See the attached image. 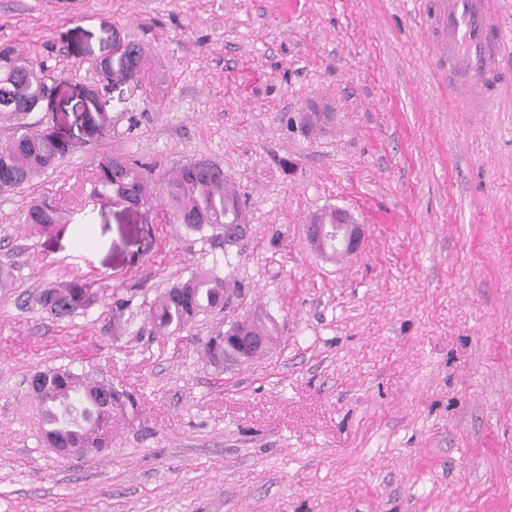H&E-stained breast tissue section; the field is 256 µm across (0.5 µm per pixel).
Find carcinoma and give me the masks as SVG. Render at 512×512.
Returning <instances> with one entry per match:
<instances>
[{"label":"carcinoma","instance_id":"obj_1","mask_svg":"<svg viewBox=\"0 0 512 512\" xmlns=\"http://www.w3.org/2000/svg\"><path fill=\"white\" fill-rule=\"evenodd\" d=\"M50 71L44 64L21 58L12 48H0V114L15 117L18 103L32 107L43 99L48 80L62 78L60 74L51 76ZM78 120L93 133L112 134V117L103 100L83 103ZM67 152L57 136L38 121L14 126L7 142L0 146V193L32 182L56 167ZM92 193L111 201L133 198L147 206L160 204L178 224L184 216L199 215L201 220L185 225L186 230L201 234L211 229L226 241L232 240L228 225L247 223L245 198L221 168L199 178L183 165L165 178L159 192L144 163L126 154H105L96 161ZM61 222L60 211L46 199L32 203L24 219L38 233ZM234 287V280L217 273L193 274L167 288L149 306L146 320L159 336L179 334L195 325L199 316L224 309V296ZM95 300L93 283L82 277L61 281L37 296L41 309L57 319L86 312ZM202 352L209 364L224 365V335L206 337ZM40 377V389L31 394L37 402L41 435L46 441L87 449L107 448L112 442V425L136 413L133 395L113 386L110 379H96L69 365L43 369Z\"/></svg>","mask_w":512,"mask_h":512}]
</instances>
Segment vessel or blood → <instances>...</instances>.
I'll use <instances>...</instances> for the list:
<instances>
[{
    "label": "vessel or blood",
    "mask_w": 512,
    "mask_h": 512,
    "mask_svg": "<svg viewBox=\"0 0 512 512\" xmlns=\"http://www.w3.org/2000/svg\"><path fill=\"white\" fill-rule=\"evenodd\" d=\"M429 20L432 51L446 64L457 111H485L499 81L504 37L492 0H434Z\"/></svg>",
    "instance_id": "1"
}]
</instances>
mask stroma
<instances>
[{"mask_svg": "<svg viewBox=\"0 0 512 512\" xmlns=\"http://www.w3.org/2000/svg\"><path fill=\"white\" fill-rule=\"evenodd\" d=\"M428 0H0V46L65 82L29 121L70 151L0 196V512H512V0L504 79L488 111L457 112L427 30ZM136 42L139 68L122 66ZM112 59L111 76L94 63ZM93 86L112 133L76 120ZM338 121L287 127L309 100ZM125 153L161 182L206 159L247 199L233 244L88 193L95 161ZM65 220L37 233L32 201ZM361 251L318 257L304 225L329 206ZM232 275L221 311L179 335L144 312L195 272ZM82 276L84 315L41 310ZM131 299L112 331V298ZM269 353L218 369L200 341L251 311ZM73 365L133 392L111 447L62 457L39 436L25 380ZM96 296L93 283L83 277H72L40 291L37 303L47 314L62 319L91 309Z\"/></svg>", "mask_w": 512, "mask_h": 512, "instance_id": "1", "label": "stroma"}]
</instances>
